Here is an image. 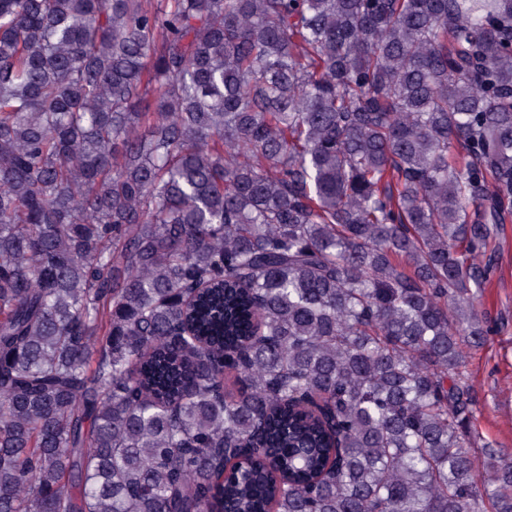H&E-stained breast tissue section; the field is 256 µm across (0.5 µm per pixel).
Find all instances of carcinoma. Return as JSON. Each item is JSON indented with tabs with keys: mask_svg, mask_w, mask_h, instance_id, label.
<instances>
[{
	"mask_svg": "<svg viewBox=\"0 0 512 512\" xmlns=\"http://www.w3.org/2000/svg\"><path fill=\"white\" fill-rule=\"evenodd\" d=\"M508 209L512 0H0V512H512ZM488 282L476 302L487 329L483 346L470 351L465 371L476 411V456L491 442L512 459V214L503 224ZM478 446V448H476Z\"/></svg>",
	"mask_w": 512,
	"mask_h": 512,
	"instance_id": "1",
	"label": "carcinoma"
}]
</instances>
